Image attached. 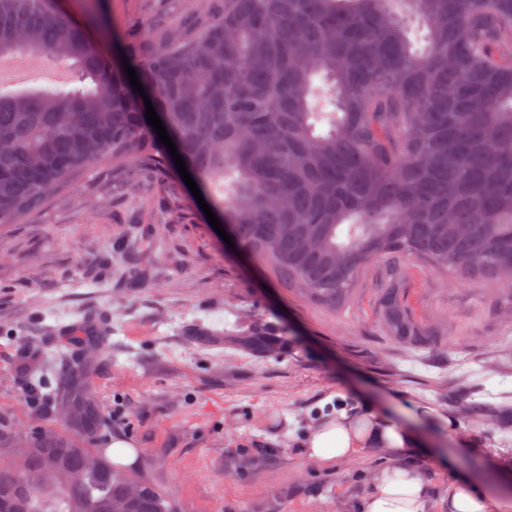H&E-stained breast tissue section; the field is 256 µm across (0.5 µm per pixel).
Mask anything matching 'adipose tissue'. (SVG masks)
I'll return each instance as SVG.
<instances>
[{
  "mask_svg": "<svg viewBox=\"0 0 512 512\" xmlns=\"http://www.w3.org/2000/svg\"><path fill=\"white\" fill-rule=\"evenodd\" d=\"M430 410L412 411L404 420L388 414L365 417L340 415L313 430L302 444L304 456L330 466L346 461L362 448H384L399 455L405 449L423 446L414 421H431ZM428 488L420 469L398 466L377 472L373 490L361 505L362 512H424ZM448 503L451 512H512V499L481 492L469 479L458 477Z\"/></svg>",
  "mask_w": 512,
  "mask_h": 512,
  "instance_id": "ef3b65f1",
  "label": "adipose tissue"
}]
</instances>
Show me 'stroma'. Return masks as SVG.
<instances>
[{
	"label": "stroma",
	"mask_w": 512,
	"mask_h": 512,
	"mask_svg": "<svg viewBox=\"0 0 512 512\" xmlns=\"http://www.w3.org/2000/svg\"><path fill=\"white\" fill-rule=\"evenodd\" d=\"M203 0H102L118 33L116 62L157 26L197 14ZM58 60L24 65L7 90L75 86ZM390 259L360 272L352 301L332 312L300 299L209 223L175 163L131 176L90 166L45 207L0 228V428L64 431L59 399L32 391L26 361L68 344L61 326L89 312L112 336L92 387L99 425L78 434L103 448L130 440V471L166 490L178 512H360L370 474L389 465L366 448L330 467L300 445L339 414L396 416L431 408L452 418L435 449L408 462L430 480L426 512H448L457 470L495 484L512 469V428L469 414L472 393L512 405V298L464 282L414 256L401 258L405 299L436 333L435 353H415L386 333L376 307ZM267 329L279 345L259 355L243 334Z\"/></svg>",
	"instance_id": "1"
}]
</instances>
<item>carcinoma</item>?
Returning a JSON list of instances; mask_svg holds the SVG:
<instances>
[{
    "label": "carcinoma",
    "mask_w": 512,
    "mask_h": 512,
    "mask_svg": "<svg viewBox=\"0 0 512 512\" xmlns=\"http://www.w3.org/2000/svg\"><path fill=\"white\" fill-rule=\"evenodd\" d=\"M206 10L129 51L187 169L235 243L280 287L332 311L361 268L405 255L512 297V0H206ZM86 22L56 0H0V56L67 60L90 85L0 92V226L42 209L95 163H165L125 69L104 51L96 0ZM420 20L427 46L412 49ZM332 112L310 103L314 78ZM390 268L377 307L388 335L432 349ZM470 412L512 418L472 403ZM97 420L80 392L61 407ZM0 448V512H120L130 472L105 448L47 432ZM54 448L64 469L51 470ZM139 512H172L148 482Z\"/></svg>",
    "instance_id": "carcinoma-1"
}]
</instances>
